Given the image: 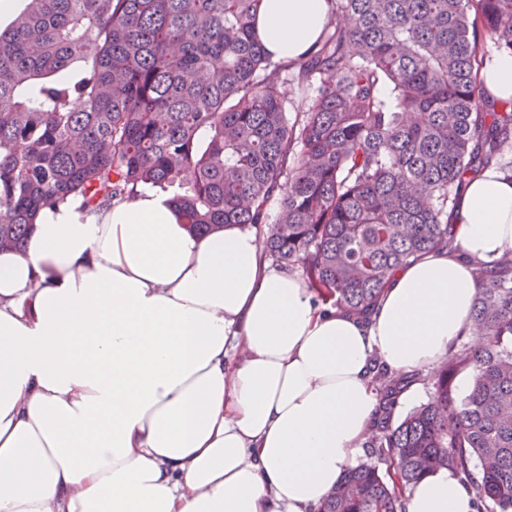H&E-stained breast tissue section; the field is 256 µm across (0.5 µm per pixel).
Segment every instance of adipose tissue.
I'll list each match as a JSON object with an SVG mask.
<instances>
[{"label":"adipose tissue","instance_id":"adipose-tissue-1","mask_svg":"<svg viewBox=\"0 0 512 512\" xmlns=\"http://www.w3.org/2000/svg\"><path fill=\"white\" fill-rule=\"evenodd\" d=\"M327 0H263L274 59L316 43ZM42 209L0 251V512H316L366 452L375 361L435 367L472 333L474 265L512 245V177L459 195L457 248L400 267L368 319L317 302L256 231L199 235L172 193ZM407 512H471L448 470Z\"/></svg>","mask_w":512,"mask_h":512}]
</instances>
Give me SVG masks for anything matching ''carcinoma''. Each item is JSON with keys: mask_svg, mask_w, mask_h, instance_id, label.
<instances>
[{"mask_svg": "<svg viewBox=\"0 0 512 512\" xmlns=\"http://www.w3.org/2000/svg\"><path fill=\"white\" fill-rule=\"evenodd\" d=\"M24 2L0 28L1 247L23 248L38 212L70 197L91 212L175 188L208 234L267 223L278 196L266 256L365 318L396 269L454 248L457 197L512 154V97L480 79L481 41L512 53V0H328L296 62L258 40L261 0ZM473 276L480 346L458 340L396 424L421 374L378 366L368 447L386 469L347 470L317 512H405L403 490L439 469L474 512H512V247ZM431 392V385L427 381H418L417 384L408 389L399 400V404L394 412V422L400 421L414 408L426 403L430 398Z\"/></svg>", "mask_w": 512, "mask_h": 512, "instance_id": "1", "label": "carcinoma"}]
</instances>
